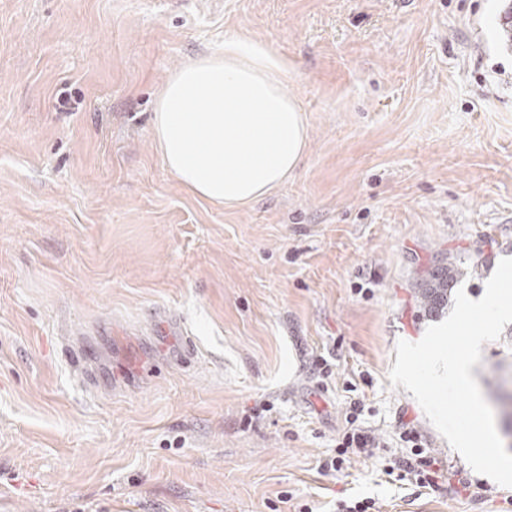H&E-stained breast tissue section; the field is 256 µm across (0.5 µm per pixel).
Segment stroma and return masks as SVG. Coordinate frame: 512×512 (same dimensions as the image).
<instances>
[{
  "label": "stroma",
  "mask_w": 512,
  "mask_h": 512,
  "mask_svg": "<svg viewBox=\"0 0 512 512\" xmlns=\"http://www.w3.org/2000/svg\"><path fill=\"white\" fill-rule=\"evenodd\" d=\"M512 0H0V512H512L392 387L415 288L512 257ZM229 37L293 73L308 140L227 208L154 104ZM481 390L512 376L484 343ZM374 455L343 453L351 428ZM418 436L406 441L408 432ZM435 458L426 486L396 469ZM341 458L339 470L320 461Z\"/></svg>",
  "instance_id": "stroma-1"
}]
</instances>
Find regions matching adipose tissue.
I'll return each mask as SVG.
<instances>
[{"mask_svg": "<svg viewBox=\"0 0 512 512\" xmlns=\"http://www.w3.org/2000/svg\"><path fill=\"white\" fill-rule=\"evenodd\" d=\"M289 78L285 62L234 37L176 71L153 113L167 169L194 195L228 208L279 186L308 137L303 110L286 92Z\"/></svg>", "mask_w": 512, "mask_h": 512, "instance_id": "ef3b65f1", "label": "adipose tissue"}]
</instances>
